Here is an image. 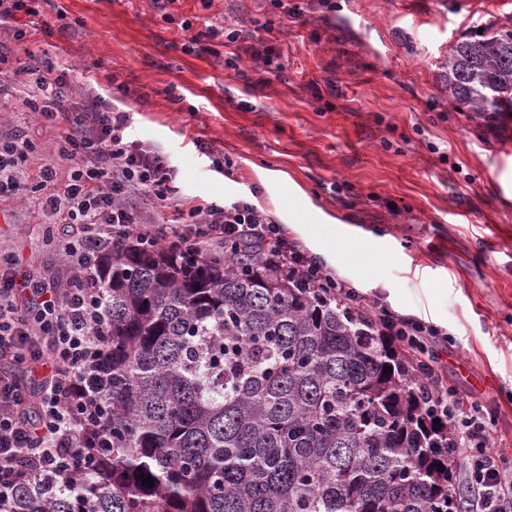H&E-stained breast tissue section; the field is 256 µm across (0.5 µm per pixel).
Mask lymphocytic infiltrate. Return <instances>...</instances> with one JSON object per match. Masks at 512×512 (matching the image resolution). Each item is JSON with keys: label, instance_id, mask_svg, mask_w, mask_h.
<instances>
[{"label": "lymphocytic infiltrate", "instance_id": "1", "mask_svg": "<svg viewBox=\"0 0 512 512\" xmlns=\"http://www.w3.org/2000/svg\"><path fill=\"white\" fill-rule=\"evenodd\" d=\"M25 55L13 71L33 90L32 113L47 128H61L53 148L69 167L63 172L45 162L36 176H28L32 144L0 140V196L34 201L53 218L49 236L56 261L50 269L0 258V497L33 474L62 480L76 466L81 456L76 427L90 416L105 325L103 302L90 280L93 257L135 235L199 253L227 241L254 246L294 284L340 302L377 333L394 337L418 369L421 393L450 426L472 491L465 512H512V483L503 479L512 458L495 450L482 406L443 385L430 345L437 326L380 307L326 271L269 212L241 200L221 205L178 195L169 158L128 139L127 112L90 86L75 95L72 69L60 57L31 49ZM144 199L172 210L171 222L151 221L140 205ZM5 362L40 365L46 372L33 389L3 371Z\"/></svg>", "mask_w": 512, "mask_h": 512}]
</instances>
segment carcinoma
<instances>
[{"label": "carcinoma", "mask_w": 512, "mask_h": 512, "mask_svg": "<svg viewBox=\"0 0 512 512\" xmlns=\"http://www.w3.org/2000/svg\"><path fill=\"white\" fill-rule=\"evenodd\" d=\"M446 68L466 111L512 112V26L463 36ZM94 285L105 402L77 426L75 483L31 476L0 512H459L448 425L338 303L235 245L128 240Z\"/></svg>", "instance_id": "obj_1"}]
</instances>
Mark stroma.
<instances>
[{"mask_svg":"<svg viewBox=\"0 0 512 512\" xmlns=\"http://www.w3.org/2000/svg\"><path fill=\"white\" fill-rule=\"evenodd\" d=\"M288 2L303 21L270 0H43L24 41L68 58L76 84L90 68L103 96L122 86L132 138L168 154L182 193L247 200L313 256L329 235L327 271L447 333L445 384L487 408L512 454V116L478 125L441 79L449 47L512 21V0ZM210 27L213 53L186 52ZM263 44L280 73L264 75ZM30 98L0 74V139L25 135L43 163L55 133ZM49 222L33 202L0 203V250L50 261ZM360 241L371 257L356 266Z\"/></svg>","mask_w":512,"mask_h":512,"instance_id":"35a3bbf8","label":"stroma"}]
</instances>
